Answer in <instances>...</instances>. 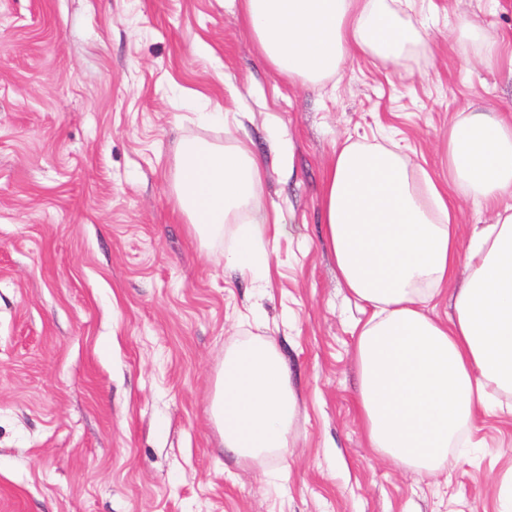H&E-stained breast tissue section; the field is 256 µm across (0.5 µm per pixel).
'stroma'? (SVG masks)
Here are the masks:
<instances>
[{
    "instance_id": "1",
    "label": "stroma",
    "mask_w": 512,
    "mask_h": 512,
    "mask_svg": "<svg viewBox=\"0 0 512 512\" xmlns=\"http://www.w3.org/2000/svg\"><path fill=\"white\" fill-rule=\"evenodd\" d=\"M399 16L428 49L358 53L313 87L274 72L228 0H0V512H500L511 415H478L428 475L370 448L356 406L363 314L320 207L333 156L389 137L444 179L459 114L512 113V0ZM462 19L499 39L496 66ZM186 142L263 165L286 223L269 284L227 264L237 220L190 233ZM255 338L297 412L286 449L240 462L210 406L225 353Z\"/></svg>"
}]
</instances>
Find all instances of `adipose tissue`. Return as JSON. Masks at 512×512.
Returning <instances> with one entry per match:
<instances>
[{
	"instance_id": "adipose-tissue-1",
	"label": "adipose tissue",
	"mask_w": 512,
	"mask_h": 512,
	"mask_svg": "<svg viewBox=\"0 0 512 512\" xmlns=\"http://www.w3.org/2000/svg\"><path fill=\"white\" fill-rule=\"evenodd\" d=\"M246 26L273 70L317 85L349 53L397 61L415 35L385 0H240ZM448 177H411L408 160L384 147L347 145L326 174L321 209L336 269L368 310L358 327V408L371 448L393 463L433 474L478 409L512 392V114L469 112L448 130ZM264 169L246 144L188 142L178 152L175 203L198 237L238 225L229 261L268 279L269 234L279 207L259 200ZM496 208L493 224L462 241L457 199ZM468 277L451 288L460 261ZM448 294L441 320L421 305ZM296 410L290 369L275 346L247 340L224 356L211 416L224 449L247 461L287 448Z\"/></svg>"
}]
</instances>
